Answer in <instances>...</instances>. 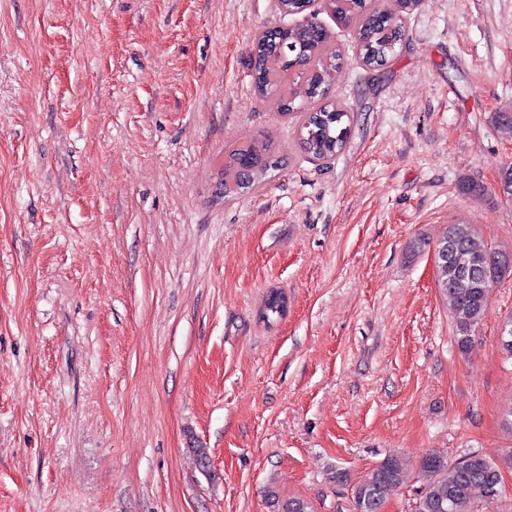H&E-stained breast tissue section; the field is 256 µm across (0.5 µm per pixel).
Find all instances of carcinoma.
Segmentation results:
<instances>
[{
    "instance_id": "1",
    "label": "carcinoma",
    "mask_w": 512,
    "mask_h": 512,
    "mask_svg": "<svg viewBox=\"0 0 512 512\" xmlns=\"http://www.w3.org/2000/svg\"><path fill=\"white\" fill-rule=\"evenodd\" d=\"M395 7L380 10L371 0H330L335 17L354 26L357 52L364 65L386 64L402 42V17L416 9V0H394ZM252 84L257 95L288 115L311 103L319 106L304 113L298 133L303 151L316 160L335 158L347 142L348 112L327 101L341 67L342 56L330 43L327 32L315 33L301 24L283 38L273 30L263 31L249 52ZM281 159L268 143L253 141L228 151L224 159V193L259 188L269 170ZM438 287L456 322V343L467 351L472 333L489 306L490 286L512 276L509 252L495 251L471 224H450L436 240ZM408 463L386 458L367 478L353 488L355 512H380L389 494L407 477ZM419 469L430 476L421 490L415 512H479V503L503 498L505 489L498 463L471 452L453 466L437 453L419 460ZM273 512H313L299 497L282 498L275 487L266 491Z\"/></svg>"
}]
</instances>
